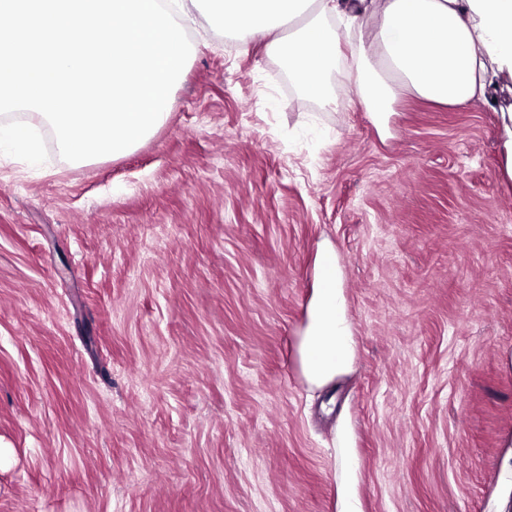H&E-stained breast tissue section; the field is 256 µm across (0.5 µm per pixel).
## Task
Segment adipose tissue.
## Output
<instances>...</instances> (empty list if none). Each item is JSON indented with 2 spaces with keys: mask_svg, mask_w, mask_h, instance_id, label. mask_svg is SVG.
I'll return each mask as SVG.
<instances>
[{
  "mask_svg": "<svg viewBox=\"0 0 512 512\" xmlns=\"http://www.w3.org/2000/svg\"><path fill=\"white\" fill-rule=\"evenodd\" d=\"M211 27L241 42L263 37L287 59L304 94L326 96L336 60L370 112L410 92L465 106L486 101L495 78L512 77V0H182ZM309 322L297 354L306 380L321 387L349 368L353 339L332 247L316 268Z\"/></svg>",
  "mask_w": 512,
  "mask_h": 512,
  "instance_id": "adipose-tissue-1",
  "label": "adipose tissue"
}]
</instances>
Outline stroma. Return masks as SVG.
Here are the masks:
<instances>
[{
  "label": "stroma",
  "mask_w": 512,
  "mask_h": 512,
  "mask_svg": "<svg viewBox=\"0 0 512 512\" xmlns=\"http://www.w3.org/2000/svg\"><path fill=\"white\" fill-rule=\"evenodd\" d=\"M167 125L117 159L0 155V512H489L512 441L497 104L303 94L190 26ZM336 250L355 343L297 345Z\"/></svg>",
  "instance_id": "stroma-1"
}]
</instances>
